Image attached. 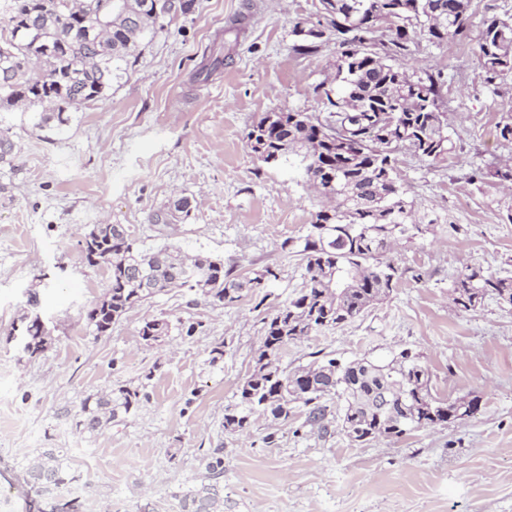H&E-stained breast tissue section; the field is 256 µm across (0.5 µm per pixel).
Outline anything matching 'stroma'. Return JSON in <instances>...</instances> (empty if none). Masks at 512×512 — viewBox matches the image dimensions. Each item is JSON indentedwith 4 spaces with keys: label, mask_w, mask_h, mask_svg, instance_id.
<instances>
[{
    "label": "stroma",
    "mask_w": 512,
    "mask_h": 512,
    "mask_svg": "<svg viewBox=\"0 0 512 512\" xmlns=\"http://www.w3.org/2000/svg\"><path fill=\"white\" fill-rule=\"evenodd\" d=\"M507 13L512 0H472L467 42H424L406 58L409 71L448 77L456 152L437 162L406 152L398 164L418 215L438 222L396 247L392 258L408 273L386 301L289 345L284 358L292 368L318 351L382 362L409 348L434 396H481L468 421L398 439L357 444L335 426L324 435L298 409L285 420L254 417L241 433L224 429L263 318L305 283L304 268L280 245L302 233L321 199L288 170L259 161L246 133L273 110L326 117L316 87L334 74L336 45L305 56L292 50L297 22L323 20L320 0H194L190 13L161 17L128 74L67 126L32 128L20 107L1 113L17 156L0 167V512H47L71 499L79 512H178L176 493L201 480L212 448L224 451V512H512V309L488 298L464 312L449 294L465 266L512 271V223L496 206L512 188L469 180L512 154L496 129L512 77L486 85L478 57L484 21ZM219 49L223 65L197 79ZM181 198L188 215L154 223L156 211ZM452 223L458 232H449ZM99 224L122 225L148 249L223 257L243 275L268 264L280 279L266 301L248 295L226 306L174 289L100 336L84 313L106 292L108 272L82 256ZM33 293L54 330L45 353L23 358L11 333ZM154 316L196 330L149 347L139 328ZM218 345L224 360L213 367ZM142 382L149 397L134 413L92 436L76 428L72 414L85 397ZM45 448L68 449L75 479L37 501L22 466Z\"/></svg>",
    "instance_id": "stroma-1"
}]
</instances>
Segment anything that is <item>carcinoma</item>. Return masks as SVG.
<instances>
[{
	"mask_svg": "<svg viewBox=\"0 0 512 512\" xmlns=\"http://www.w3.org/2000/svg\"><path fill=\"white\" fill-rule=\"evenodd\" d=\"M8 0L0 27V111L24 102L48 106L33 127L54 121L65 125L67 111L104 97L112 82L127 72L146 35L159 32L161 15L187 14L194 0ZM328 39L336 42L335 77L316 87L328 116L305 112H265L251 126L247 141L272 168L288 166L305 183L332 201L317 210L305 232L287 238L281 249L300 258L306 282L296 297L263 321L261 342L250 374L235 398L224 406V430L246 429L259 413L286 420L295 408L303 425L329 433L337 400V422L352 442L400 438L425 426L443 425L462 414L473 417L481 396L440 399L432 395L426 367L408 350L386 362L354 359L345 363L315 359L288 369L281 358L288 344L360 317L385 300L405 274L386 258L399 240L425 235L435 220L416 217L414 203L398 172L399 154L409 149L437 161L453 150L442 135L448 126L442 71L410 75L398 61L421 40L440 46L469 37L471 0H321ZM362 28L359 42L346 40L341 22ZM389 22L386 41L373 48L375 28ZM478 52L485 84L497 87L512 76V15L485 22ZM498 136L512 146V108L502 112ZM16 144L11 128H0V164L13 166ZM492 176L512 182V157L493 171H476L470 181ZM82 253L90 266L109 274L108 291L86 312L93 329L104 334L130 309L167 288L199 291L212 303L231 305L251 294L265 301L279 279L267 265L242 277L210 256L185 257L168 246L145 249L125 230L101 224L86 236ZM455 305L476 308L493 297L512 307V278L480 266L460 271L450 289ZM22 318L16 339L33 357L50 344L37 295ZM174 326L166 317L143 322L139 336L147 345L164 342ZM148 398L144 385H122L85 398L76 426L94 435L106 424L136 410ZM205 477L175 495L179 512H224V449L204 457ZM30 491L42 497L75 476L68 451L45 448L25 468Z\"/></svg>",
	"mask_w": 512,
	"mask_h": 512,
	"instance_id": "1",
	"label": "carcinoma"
}]
</instances>
